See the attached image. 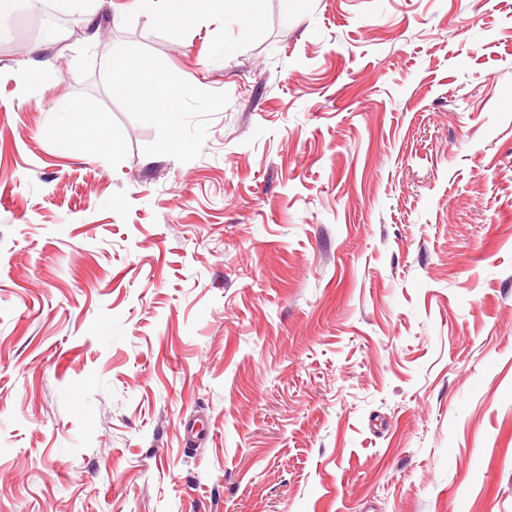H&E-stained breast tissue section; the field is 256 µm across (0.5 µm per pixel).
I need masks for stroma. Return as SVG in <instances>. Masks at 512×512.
Segmentation results:
<instances>
[{
	"mask_svg": "<svg viewBox=\"0 0 512 512\" xmlns=\"http://www.w3.org/2000/svg\"><path fill=\"white\" fill-rule=\"evenodd\" d=\"M131 3L0 18V512H512V0Z\"/></svg>",
	"mask_w": 512,
	"mask_h": 512,
	"instance_id": "35a3bbf8",
	"label": "stroma"
}]
</instances>
